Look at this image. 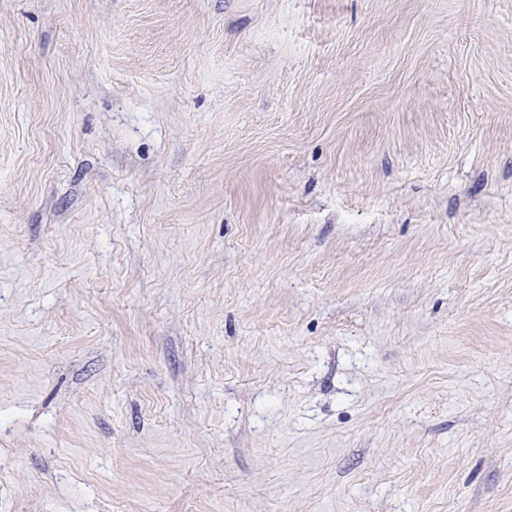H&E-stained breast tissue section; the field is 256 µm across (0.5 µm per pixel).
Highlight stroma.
Masks as SVG:
<instances>
[{"label":"stroma","instance_id":"obj_1","mask_svg":"<svg viewBox=\"0 0 512 512\" xmlns=\"http://www.w3.org/2000/svg\"><path fill=\"white\" fill-rule=\"evenodd\" d=\"M0 512H512V0H0Z\"/></svg>","mask_w":512,"mask_h":512}]
</instances>
